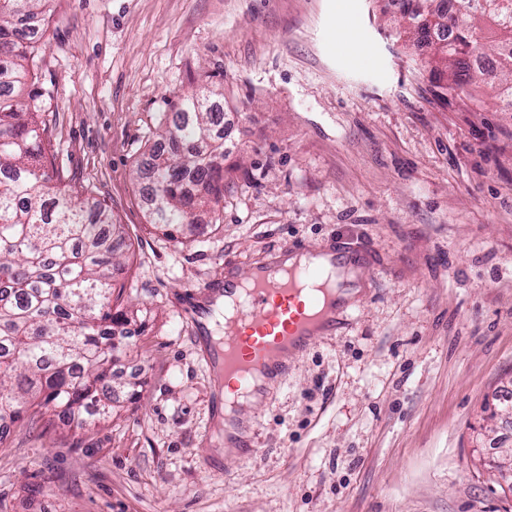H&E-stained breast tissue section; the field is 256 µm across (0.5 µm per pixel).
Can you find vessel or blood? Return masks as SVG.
Listing matches in <instances>:
<instances>
[{"label": "vessel or blood", "mask_w": 512, "mask_h": 512, "mask_svg": "<svg viewBox=\"0 0 512 512\" xmlns=\"http://www.w3.org/2000/svg\"><path fill=\"white\" fill-rule=\"evenodd\" d=\"M343 248L313 252L291 242L253 263L246 278L231 275L206 284L208 294L232 298L233 310L221 336H212L210 312L189 294L187 304L196 336L209 338V356L224 377L214 408L232 398L263 395L269 385L288 378L290 362L306 351L314 337L332 335L348 317L343 288L333 269L349 264Z\"/></svg>", "instance_id": "b4317fda"}]
</instances>
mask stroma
<instances>
[{"mask_svg":"<svg viewBox=\"0 0 512 512\" xmlns=\"http://www.w3.org/2000/svg\"><path fill=\"white\" fill-rule=\"evenodd\" d=\"M355 45L336 38L339 20ZM390 0H47L37 90L56 165L111 207L135 308L133 395L0 442V512H512V111L501 76L447 97ZM220 92L217 225L153 229L146 168L191 91ZM359 250L347 327L249 408L224 450L217 371L181 307L284 242Z\"/></svg>","mask_w":512,"mask_h":512,"instance_id":"obj_1","label":"stroma"}]
</instances>
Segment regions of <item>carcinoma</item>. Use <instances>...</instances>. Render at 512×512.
Wrapping results in <instances>:
<instances>
[{
	"mask_svg": "<svg viewBox=\"0 0 512 512\" xmlns=\"http://www.w3.org/2000/svg\"><path fill=\"white\" fill-rule=\"evenodd\" d=\"M44 0H0V421L51 406L58 415L112 413L114 339L123 335L112 307V275L129 249L123 225L99 201L78 200L58 185L51 131L38 120L42 96L21 91L38 81ZM436 22H420L403 0L405 36L421 42L448 30L444 0H423ZM451 41L434 46L433 69L455 94L482 81L471 56L489 50L503 80L498 102L512 107V0H462ZM210 96L182 99L180 121L163 136L180 147L156 153L149 224L172 238L224 201V113Z\"/></svg>",
	"mask_w": 512,
	"mask_h": 512,
	"instance_id": "1",
	"label": "carcinoma"
}]
</instances>
